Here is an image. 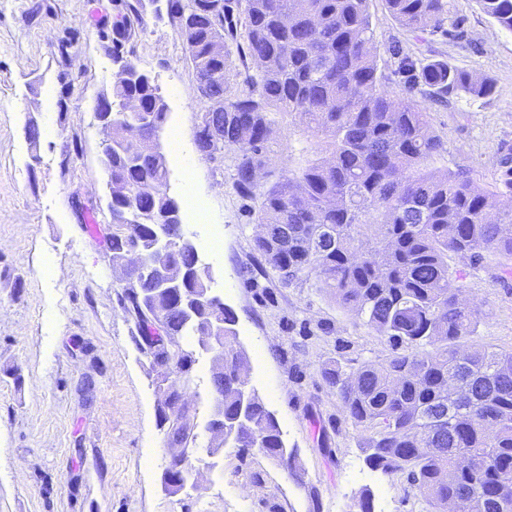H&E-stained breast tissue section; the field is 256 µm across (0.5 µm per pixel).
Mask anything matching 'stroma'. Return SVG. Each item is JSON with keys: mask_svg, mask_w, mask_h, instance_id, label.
Instances as JSON below:
<instances>
[{"mask_svg": "<svg viewBox=\"0 0 512 512\" xmlns=\"http://www.w3.org/2000/svg\"><path fill=\"white\" fill-rule=\"evenodd\" d=\"M460 33L417 38L369 0L378 72L400 94L392 46L492 79V96L414 101L443 144L432 171L461 170L491 188L503 150L512 148V35L476 0H453ZM112 0H0V512H419L423 498L406 474L366 462L370 431L347 416L323 372L388 360V337L364 325L318 286L315 274L283 284L253 248L251 201L233 186L236 160L197 151L201 105L178 24L147 9L135 26L132 59L167 105L159 134L177 204L194 197L203 217L183 214L211 288L238 318L237 343L251 385L280 427L293 466L250 450L213 449L207 429L214 363L193 336L178 344L196 361L186 397L193 409L195 471L177 494L161 486L175 450L158 413L150 352L121 303L124 272L90 218L108 220L103 134L94 117L117 67L108 55ZM52 126L30 140L28 127ZM308 133L281 118L268 158L270 180L303 165ZM51 258L55 273L45 276ZM463 269L464 295L480 313L478 340L512 349V273L489 256Z\"/></svg>", "mask_w": 512, "mask_h": 512, "instance_id": "obj_1", "label": "stroma"}]
</instances>
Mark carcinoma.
<instances>
[{"label": "carcinoma", "mask_w": 512, "mask_h": 512, "mask_svg": "<svg viewBox=\"0 0 512 512\" xmlns=\"http://www.w3.org/2000/svg\"><path fill=\"white\" fill-rule=\"evenodd\" d=\"M368 0H166L178 20L195 81L211 122L224 125L215 140L203 126L197 151L210 159L236 152L234 187L254 202L253 238L283 283L316 274L319 287L340 306L408 353L380 364L341 365L324 377L353 422L372 431L369 464L385 474L405 471L427 506L444 512L450 500L462 512H512V351L462 346L477 335L479 311L461 300L463 272L456 257L477 265L486 253L512 261V153L500 162L494 188H476L466 172H425L440 153L429 113L389 94L377 74ZM483 13L512 34V0H477ZM391 15L414 33L453 35L450 0H385ZM143 0H114L113 60L126 76L112 86V103H137L112 118V202L107 204L112 262L137 251L161 271L131 277L121 303L135 317L145 346L160 342L138 294L154 291L167 312L170 336H201L209 317L224 318V445L245 454L257 448L290 467L294 459L274 415L241 370L237 316L212 300L181 301L175 288H205L191 275L161 286L179 269L167 267L173 238L188 253L178 204L163 192L168 171L150 143L167 114L159 87L124 57ZM450 28H445V25ZM223 43L224 55L214 46ZM250 57L242 90L227 97L238 77L232 54ZM398 74L408 94L422 87L436 100L475 99L494 93L489 78H475L443 61L404 55ZM295 114L316 139L305 165L273 182L263 170L278 117ZM175 369L191 381L193 353L178 349ZM469 455L468 467L457 458Z\"/></svg>", "instance_id": "obj_1"}]
</instances>
